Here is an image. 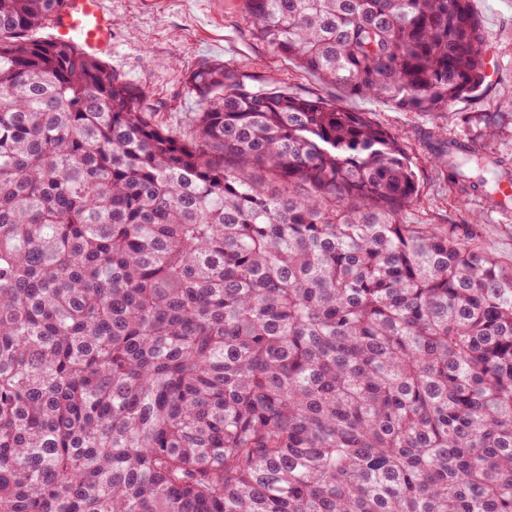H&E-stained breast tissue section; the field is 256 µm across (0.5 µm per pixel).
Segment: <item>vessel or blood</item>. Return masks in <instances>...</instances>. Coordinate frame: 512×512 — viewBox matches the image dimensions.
Here are the masks:
<instances>
[{
  "label": "vessel or blood",
  "mask_w": 512,
  "mask_h": 512,
  "mask_svg": "<svg viewBox=\"0 0 512 512\" xmlns=\"http://www.w3.org/2000/svg\"><path fill=\"white\" fill-rule=\"evenodd\" d=\"M112 27V16L102 0H67L51 24L54 38L77 39L91 54L111 51Z\"/></svg>",
  "instance_id": "vessel-or-blood-1"
}]
</instances>
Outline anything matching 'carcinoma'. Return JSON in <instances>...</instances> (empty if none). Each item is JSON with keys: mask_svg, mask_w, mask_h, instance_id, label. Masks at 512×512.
Segmentation results:
<instances>
[{"mask_svg": "<svg viewBox=\"0 0 512 512\" xmlns=\"http://www.w3.org/2000/svg\"><path fill=\"white\" fill-rule=\"evenodd\" d=\"M0 0V512H512V269L406 224L400 136L205 63L188 130ZM350 96L446 112L470 0H243ZM476 143L461 191L512 181Z\"/></svg>", "mask_w": 512, "mask_h": 512, "instance_id": "obj_1", "label": "carcinoma"}]
</instances>
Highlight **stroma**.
I'll return each instance as SVG.
<instances>
[{"label": "stroma", "instance_id": "obj_1", "mask_svg": "<svg viewBox=\"0 0 512 512\" xmlns=\"http://www.w3.org/2000/svg\"><path fill=\"white\" fill-rule=\"evenodd\" d=\"M115 26L112 51L102 60L113 73L146 95L163 126L183 129L200 108L188 78L204 61L222 62L259 83L320 97L364 112L397 133L417 164L419 192L404 221L454 229L503 266L512 265V214L487 197L462 193L434 165L437 143L473 140L512 160V0H472L486 51L494 55L493 81L475 98L445 112H406L383 101L347 97L295 61L278 56L249 32L241 0H104Z\"/></svg>", "mask_w": 512, "mask_h": 512}]
</instances>
